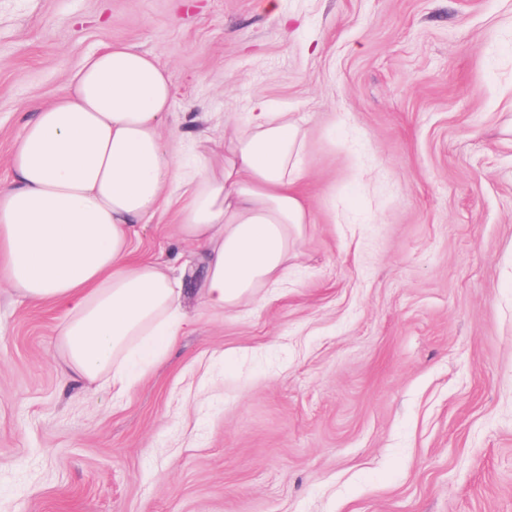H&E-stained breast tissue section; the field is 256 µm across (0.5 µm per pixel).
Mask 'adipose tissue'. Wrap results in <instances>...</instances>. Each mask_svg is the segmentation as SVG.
<instances>
[{
  "label": "adipose tissue",
  "instance_id": "1",
  "mask_svg": "<svg viewBox=\"0 0 512 512\" xmlns=\"http://www.w3.org/2000/svg\"><path fill=\"white\" fill-rule=\"evenodd\" d=\"M172 83L154 54L109 43L68 92L25 123L0 185V284L48 303L70 376L129 394L192 322L184 266L135 259L136 225L175 208L203 258L200 299L215 312L284 284L312 216L301 193L304 135L254 98L224 131V168L185 171L160 129Z\"/></svg>",
  "mask_w": 512,
  "mask_h": 512
}]
</instances>
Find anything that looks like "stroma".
Instances as JSON below:
<instances>
[{
    "mask_svg": "<svg viewBox=\"0 0 512 512\" xmlns=\"http://www.w3.org/2000/svg\"><path fill=\"white\" fill-rule=\"evenodd\" d=\"M107 41L167 68L179 161L292 112L313 222L124 397L0 288V512H512V0H0V184ZM134 245L198 263L170 211Z\"/></svg>",
    "mask_w": 512,
    "mask_h": 512,
    "instance_id": "35a3bbf8",
    "label": "stroma"
}]
</instances>
